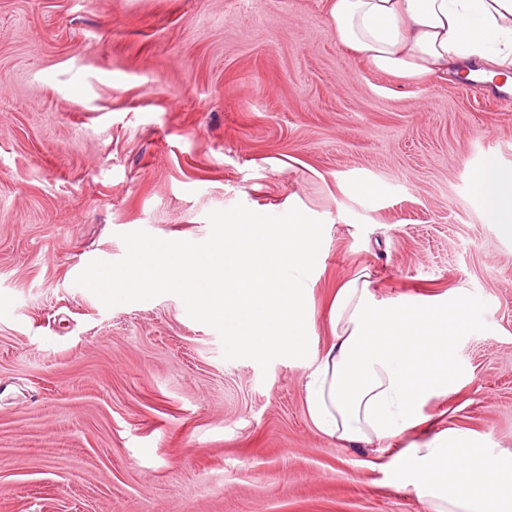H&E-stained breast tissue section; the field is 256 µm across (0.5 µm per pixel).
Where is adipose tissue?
Segmentation results:
<instances>
[{
  "label": "adipose tissue",
  "instance_id": "adipose-tissue-1",
  "mask_svg": "<svg viewBox=\"0 0 512 512\" xmlns=\"http://www.w3.org/2000/svg\"><path fill=\"white\" fill-rule=\"evenodd\" d=\"M337 40L399 77L512 73V0H328ZM483 202L512 238V169L488 162ZM287 223L252 212L225 217L206 252L133 245L118 272L93 270L104 300L181 288L187 310L223 324L226 344L259 355L306 351L316 333L306 273L324 233L313 211L288 202ZM464 327L444 300L381 301L366 271L333 298L331 342L308 351L305 403L318 431L372 446L421 421L419 409L448 390L451 340ZM396 479L433 512H512V457L476 451L469 436L439 435L403 449Z\"/></svg>",
  "mask_w": 512,
  "mask_h": 512
}]
</instances>
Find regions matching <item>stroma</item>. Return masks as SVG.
Wrapping results in <instances>:
<instances>
[{
	"label": "stroma",
	"mask_w": 512,
	"mask_h": 512,
	"mask_svg": "<svg viewBox=\"0 0 512 512\" xmlns=\"http://www.w3.org/2000/svg\"><path fill=\"white\" fill-rule=\"evenodd\" d=\"M491 158L512 167V106L375 70L327 0H0V512H432L314 428L293 355L229 350L180 289L111 305L87 278L135 242L206 250L231 213L287 222L293 195L326 226L311 346L364 267L377 298L481 311L389 454L457 430L512 456Z\"/></svg>",
	"instance_id": "35a3bbf8"
}]
</instances>
